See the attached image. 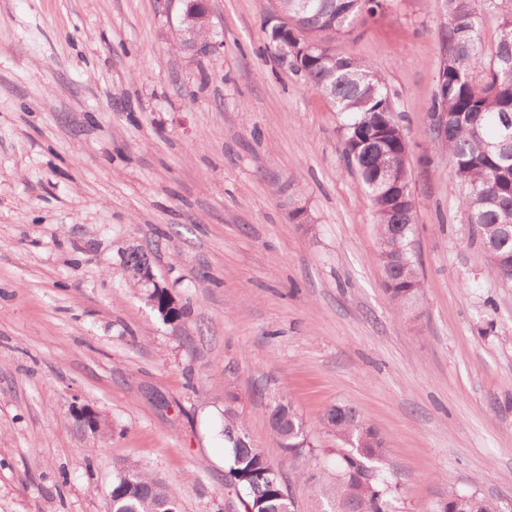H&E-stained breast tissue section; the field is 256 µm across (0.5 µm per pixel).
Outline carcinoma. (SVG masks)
Masks as SVG:
<instances>
[{
    "label": "carcinoma",
    "mask_w": 512,
    "mask_h": 512,
    "mask_svg": "<svg viewBox=\"0 0 512 512\" xmlns=\"http://www.w3.org/2000/svg\"><path fill=\"white\" fill-rule=\"evenodd\" d=\"M441 62L431 118L442 113L445 133L430 131V147L448 155L463 187L459 206L473 224L489 256V279L512 282V0H444ZM390 0H275L262 18L267 48L294 43L301 52L291 69L312 90L325 95L338 116L342 153L358 186L369 195L378 234L377 257L386 290L399 306L422 290L413 247L416 212L385 206L387 185L380 175L393 170L410 188L407 142L395 112L394 94L363 59L336 52L333 42L353 36L358 27L383 17ZM494 13L498 37L483 40V22ZM273 435L293 457L315 458L314 443L291 402L268 408ZM323 423L342 447L333 468L334 512H393L398 485L382 469L387 442L350 404L328 407ZM228 474L253 512H295L293 497L274 465L256 448L242 417L224 406ZM112 512H181L166 486L134 464L117 466ZM430 512H505L498 501L474 491L439 494Z\"/></svg>",
    "instance_id": "1"
}]
</instances>
